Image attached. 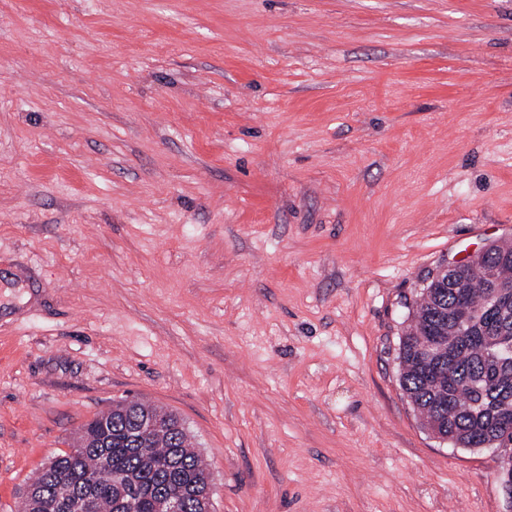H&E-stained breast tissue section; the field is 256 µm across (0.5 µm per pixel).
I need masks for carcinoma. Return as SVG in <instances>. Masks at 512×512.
I'll use <instances>...</instances> for the list:
<instances>
[{"instance_id": "cac0c4a2", "label": "carcinoma", "mask_w": 512, "mask_h": 512, "mask_svg": "<svg viewBox=\"0 0 512 512\" xmlns=\"http://www.w3.org/2000/svg\"><path fill=\"white\" fill-rule=\"evenodd\" d=\"M452 288L435 274L415 301L400 339L399 383L423 425L455 448L512 449V244L489 245L465 262ZM436 349L424 359L421 343ZM81 457L64 452L28 484L35 500L19 495L23 512H155L166 492L184 497L183 512H198L194 493L207 466L190 448L171 410L142 402L117 403L78 434Z\"/></svg>"}]
</instances>
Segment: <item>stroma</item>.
Wrapping results in <instances>:
<instances>
[{"label": "stroma", "mask_w": 512, "mask_h": 512, "mask_svg": "<svg viewBox=\"0 0 512 512\" xmlns=\"http://www.w3.org/2000/svg\"><path fill=\"white\" fill-rule=\"evenodd\" d=\"M512 242V0H0V512L124 399L214 512H507L399 340Z\"/></svg>", "instance_id": "1"}]
</instances>
